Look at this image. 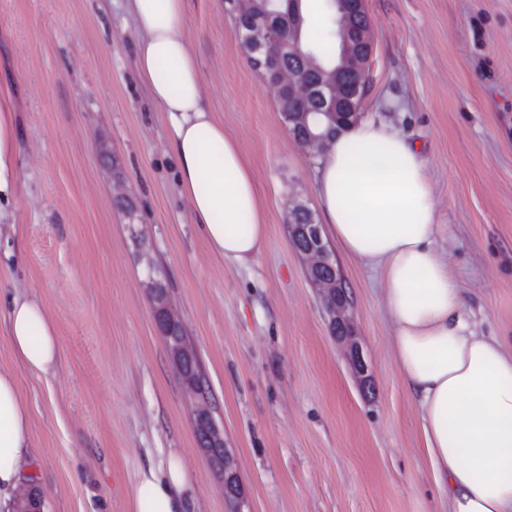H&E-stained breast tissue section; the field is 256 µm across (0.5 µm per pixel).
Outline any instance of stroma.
Segmentation results:
<instances>
[{"label": "stroma", "instance_id": "35a3bbf8", "mask_svg": "<svg viewBox=\"0 0 512 512\" xmlns=\"http://www.w3.org/2000/svg\"><path fill=\"white\" fill-rule=\"evenodd\" d=\"M373 32L361 119L407 135L446 232L438 249L480 330L512 336V0H365ZM205 99L252 168L260 255H214L178 192L172 128L136 69L127 0H0V88L18 131L0 194V317L35 296L61 358L46 376L0 370L28 407L46 512H127L136 474L182 458L191 512H448L420 452L417 405L395 365L378 271L337 255L358 358L288 237L317 209L321 164L296 143L248 64L223 0H186ZM125 193L132 211L117 209ZM164 284L205 375L191 399L156 325ZM206 409L242 496L201 447Z\"/></svg>", "mask_w": 512, "mask_h": 512}]
</instances>
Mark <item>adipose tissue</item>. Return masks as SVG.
<instances>
[{
  "label": "adipose tissue",
  "mask_w": 512,
  "mask_h": 512,
  "mask_svg": "<svg viewBox=\"0 0 512 512\" xmlns=\"http://www.w3.org/2000/svg\"><path fill=\"white\" fill-rule=\"evenodd\" d=\"M138 39V76L171 121L179 191L216 256L238 264L260 252L266 225L253 172L205 102L184 37L185 0H128ZM316 190L324 231L349 258L379 270L391 347L416 403L422 452L448 512H512V345L484 335L440 255L424 160L386 122L340 132L323 154ZM14 356L47 375L60 359L54 319L35 297L6 312ZM31 425L14 375L0 371V512H15L34 461ZM183 462L140 470L130 512H186Z\"/></svg>",
  "instance_id": "ef3b65f1"
}]
</instances>
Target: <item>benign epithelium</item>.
<instances>
[{"mask_svg":"<svg viewBox=\"0 0 512 512\" xmlns=\"http://www.w3.org/2000/svg\"><path fill=\"white\" fill-rule=\"evenodd\" d=\"M339 18L336 20V39L341 49L340 63L328 68L319 63L310 52L302 49L300 41L288 42V50L305 58L313 82L306 80L304 73L279 68L274 61V50L283 40L277 36V27L266 22L249 27L241 35L240 46L247 57L263 69L265 81L276 98L283 101L298 100L297 111L283 110L281 114L290 132H304L302 145L313 155L319 156L329 145L330 128L319 129L313 123V114L328 117L335 115V107L343 96L342 75L350 78L349 89L353 98L363 96L367 82L369 61L373 50V34L368 26H356L349 20L352 10L364 8V0H336ZM302 214L310 211L302 205L290 212L289 237L298 252L307 260L308 276L312 283L322 290L325 307L330 316L333 332L348 341L351 354H357V342L353 334L352 305L344 290V279L334 265V256L324 240L320 225L314 220L306 224L296 223ZM154 317L158 327L176 323L178 318L169 304L157 302ZM196 432L207 439L206 452L224 467V492L236 497V467L230 454L224 448V439L213 417L200 412L195 419Z\"/></svg>","mask_w":512,"mask_h":512,"instance_id":"obj_1","label":"benign epithelium"}]
</instances>
